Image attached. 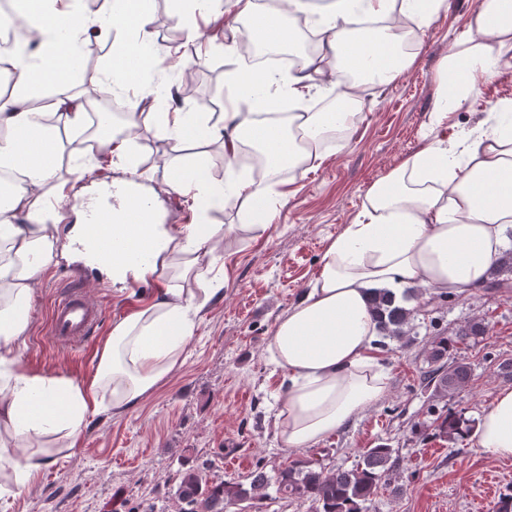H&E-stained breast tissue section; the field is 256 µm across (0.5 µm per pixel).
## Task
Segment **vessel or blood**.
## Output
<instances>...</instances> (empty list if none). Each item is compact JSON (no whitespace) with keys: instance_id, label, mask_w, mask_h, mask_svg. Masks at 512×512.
<instances>
[{"instance_id":"b4317fda","label":"vessel or blood","mask_w":512,"mask_h":512,"mask_svg":"<svg viewBox=\"0 0 512 512\" xmlns=\"http://www.w3.org/2000/svg\"><path fill=\"white\" fill-rule=\"evenodd\" d=\"M112 224L110 205L91 206L87 232L107 254L112 251ZM102 321L101 306L88 297L82 284L72 279L60 290L51 308L48 334L58 347L74 351L97 334Z\"/></svg>"}]
</instances>
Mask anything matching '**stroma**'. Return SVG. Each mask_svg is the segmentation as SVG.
Returning <instances> with one entry per match:
<instances>
[{
	"instance_id": "35a3bbf8",
	"label": "stroma",
	"mask_w": 512,
	"mask_h": 512,
	"mask_svg": "<svg viewBox=\"0 0 512 512\" xmlns=\"http://www.w3.org/2000/svg\"><path fill=\"white\" fill-rule=\"evenodd\" d=\"M478 0H448L413 47V63L398 80L362 89L359 118L345 150L328 147L317 169L291 178L287 198H273L277 219L270 234L242 235L210 268L223 282V296L200 312L186 358L134 408L118 412L110 400L90 402L77 443L63 434L42 442L52 463L21 496L1 502L0 512H176L175 491L182 469L234 477L287 465L293 458L324 459L352 467L364 449L384 440L399 456L398 475L371 502L368 512H494L503 493H512V459L498 460L471 448L469 441L421 440L415 426L428 420L429 394L421 374L424 350L435 332L451 331L475 319L487 332L477 345L456 355L469 363L471 379L451 400L465 418L478 421L499 390L512 388L501 370L512 362V289H477L449 302L420 290L414 335L387 340L379 354L389 395L319 445L288 453L275 438L274 400L281 373L267 358L277 317L300 297L317 272L332 238L352 223L369 187L425 142L427 117L441 89L439 65L467 28ZM151 27L159 51L178 53L187 64L162 72L172 85L191 81L186 111H207L226 99L225 82L234 63L218 52L199 60L196 44L173 19L175 0H151ZM93 55L90 75L80 76L83 99L100 94L98 77L112 58L110 34L88 35ZM512 107V68L485 77L449 113L441 132L450 138L485 121L492 107ZM204 160L211 178L224 177L219 146L162 141L141 130L134 163L153 186L169 175L173 157ZM71 268L60 262L34 285L30 325L19 344L21 366L32 373L89 383L112 326L145 306L159 284L113 287L111 281L80 268L89 297L101 304L97 335L75 352L55 347L48 321L58 281Z\"/></svg>"
}]
</instances>
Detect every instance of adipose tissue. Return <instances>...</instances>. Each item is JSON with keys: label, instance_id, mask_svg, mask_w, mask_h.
<instances>
[{"label": "adipose tissue", "instance_id": "1", "mask_svg": "<svg viewBox=\"0 0 512 512\" xmlns=\"http://www.w3.org/2000/svg\"><path fill=\"white\" fill-rule=\"evenodd\" d=\"M26 25L9 58L18 86H50L58 113L22 106L0 108V171L20 175L19 184L0 190V497L23 493L48 467L39 448L52 433L77 437L91 393H110L118 410L134 408L179 364L196 330L198 312L222 286L206 277V267L237 235L269 232L271 197L281 195L280 168L304 174L321 159V141L331 132L348 137L355 120L349 112H289L279 118L244 116L238 97L225 112L198 114L166 108L170 88L150 91L147 112L129 113L124 129L104 140L103 149L125 179L115 182L112 210L117 216L135 207L155 209L157 192L145 188L132 163V148L142 126L152 125L164 140L221 143L227 160L223 179H212L204 164L171 159L166 190L229 204L238 224H169L156 216L151 224L113 225L111 257L95 253L84 236L86 213L73 188L93 170L77 163L60 170L44 164L43 151H57L60 130H85L88 117L73 92L79 58L89 29L125 32L102 88L119 94L140 85L143 73L162 59L146 53L152 40L146 0H102L94 15H84L80 0H20ZM447 0H273L259 10L256 0H181L174 17L192 38L199 57L214 49L230 55L264 47L280 50L289 33L285 19L310 16L327 36L323 53L303 55L281 83L289 98L304 103L311 92L336 91L357 101L359 84L346 73L387 85L409 69L400 31L428 27L433 11ZM382 18L372 49L359 47L350 24L354 17ZM221 23L220 35L201 37L198 18ZM464 47L441 66L442 80L459 92L472 90L479 77L512 67V0H481L467 26ZM266 158L258 173L238 175L241 145ZM72 202L75 219L61 225L48 199ZM512 228V114L494 112L487 125L461 139L425 142L400 166L376 182L353 224L329 244L318 275L299 299L277 318L268 355L283 374L276 399L277 438L291 451L313 447L389 393L374 342L378 336L370 312L377 288L420 285L436 292L465 294L481 287L493 258ZM81 261L105 275L116 288L149 280H179L148 306L112 327L88 386L68 379L33 374L21 367L18 346L29 326L35 280L60 260ZM471 443L497 459L512 458V389L500 390L481 416Z\"/></svg>", "mask_w": 512, "mask_h": 512}]
</instances>
